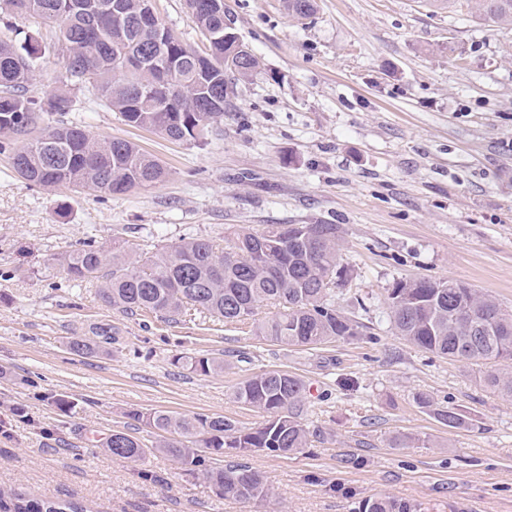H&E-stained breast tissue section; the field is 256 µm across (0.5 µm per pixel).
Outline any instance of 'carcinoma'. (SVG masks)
<instances>
[{
    "mask_svg": "<svg viewBox=\"0 0 512 512\" xmlns=\"http://www.w3.org/2000/svg\"><path fill=\"white\" fill-rule=\"evenodd\" d=\"M86 0H0V19L10 35L0 37V136L13 141L12 167L24 180L43 187L66 186L104 194L148 190L168 176L165 164L136 143L119 137L97 139L82 126L57 121L33 137L44 112L72 111L74 91L83 85L119 115L127 126L153 130L172 141L194 138L202 120L211 124L228 101L224 66V14L205 8L206 0H187L191 19L202 36L212 33L206 57L221 69L206 74L196 67L200 52L177 41L159 40L157 30L139 21L141 0H94L92 13L65 8ZM288 13L311 17L315 0H286ZM483 14L512 24V0H479ZM36 14L54 24L53 51L62 58L59 86L46 98L29 95V75L40 67L46 48L13 26V14ZM143 57L140 74L120 70L129 56ZM344 231L337 224H268L244 230L220 249L203 237L183 238L165 247L107 252L92 239L56 258L73 281L95 282L103 301L126 314H155L174 321L190 310L206 312L249 328L254 336L286 347L314 349L331 340H373L367 326L336 306V286L347 279ZM263 302L281 310L270 319L256 317ZM395 333L424 351L466 361L481 368L479 384L512 398V314L492 298L462 282L425 277L400 278L384 301ZM112 335L68 338L69 352L82 358L105 352ZM185 366L199 376L224 372L221 357H189ZM307 386L285 370H262L233 392L236 403L264 414L262 422L243 427L224 416L138 412L133 419L153 430L147 445L131 432L115 431L104 442L110 455L142 463L161 451L189 471L202 475L221 499L251 503L268 498L264 478L244 464L212 465L231 448L254 453L297 454L310 447L317 432L302 417ZM417 406L450 429H468L474 419L454 406L418 394ZM0 512H88L73 500L0 491ZM353 512H420L410 501L369 496Z\"/></svg>",
    "mask_w": 512,
    "mask_h": 512,
    "instance_id": "1",
    "label": "carcinoma"
}]
</instances>
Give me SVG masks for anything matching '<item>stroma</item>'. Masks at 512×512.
Listing matches in <instances>:
<instances>
[{
	"mask_svg": "<svg viewBox=\"0 0 512 512\" xmlns=\"http://www.w3.org/2000/svg\"><path fill=\"white\" fill-rule=\"evenodd\" d=\"M155 8L201 48L186 0ZM224 19L261 68L233 80L204 139L127 126L84 91L66 115L159 157L165 182L112 195L39 187L0 151V367L11 373L0 379V491L91 512H351L371 495L423 512H512V401L481 388L478 367L397 336L384 314L404 277L455 279L512 311V25L447 0H316L307 19L284 0H224ZM265 224L342 225L351 272L336 303L375 341L287 348L203 313L126 315L55 262L89 237L107 251L189 236L224 247ZM99 326L112 330L107 353L65 350ZM200 355L223 357V373L182 367ZM274 369L306 381L304 417L324 440L283 456L225 451L224 463L264 477L269 501L222 500L169 456L135 465L102 448L134 412L254 426L261 413L232 393ZM420 393L474 428L444 426L415 404ZM397 434L430 445L390 447Z\"/></svg>",
	"mask_w": 512,
	"mask_h": 512,
	"instance_id": "stroma-1",
	"label": "stroma"
}]
</instances>
